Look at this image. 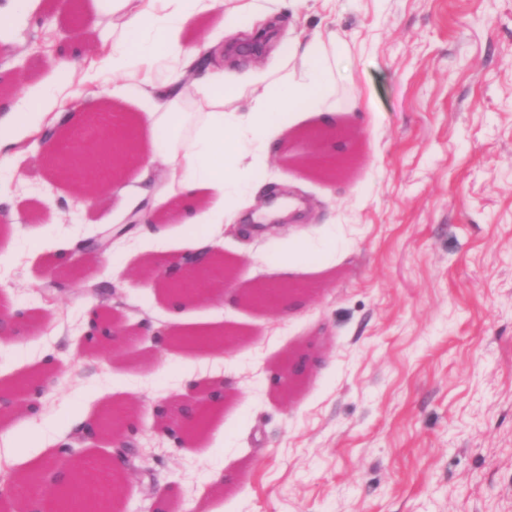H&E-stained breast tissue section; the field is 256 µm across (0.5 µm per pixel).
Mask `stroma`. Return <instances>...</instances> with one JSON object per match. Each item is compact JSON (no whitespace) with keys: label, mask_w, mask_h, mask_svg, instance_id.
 Instances as JSON below:
<instances>
[{"label":"stroma","mask_w":512,"mask_h":512,"mask_svg":"<svg viewBox=\"0 0 512 512\" xmlns=\"http://www.w3.org/2000/svg\"><path fill=\"white\" fill-rule=\"evenodd\" d=\"M121 22L97 0L77 21L69 0H29L0 28V76L35 94L58 47L82 48L70 102L83 113L75 141L88 142L101 104L131 120L152 106L132 77L90 76ZM271 22L261 57L225 55L226 79L302 55L315 37L346 50L331 63L330 104L292 114L254 174L252 211L275 192L297 198L300 214L246 235L225 229L230 275L203 298L175 305L156 286L158 267L188 250L161 191L168 163L127 162L85 202L46 169L36 135L19 138L0 167L14 223L0 297L37 320L0 343V386L18 385L0 429L33 415L25 379L43 389L33 416L53 423L81 409L92 423L137 399L124 512H512V0H301L228 32L200 17L184 36L232 49ZM327 154L331 177L310 164ZM145 208L151 223H130ZM108 229L106 251H76ZM283 264L302 290L289 310L235 301ZM93 308L134 335L101 347L87 336ZM174 322L238 338L214 366L142 332ZM311 346L320 363L273 384ZM190 367L203 382L222 376L228 396L205 435L180 444L153 407L180 396L177 371Z\"/></svg>","instance_id":"stroma-1"}]
</instances>
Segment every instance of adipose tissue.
I'll return each instance as SVG.
<instances>
[{"label": "adipose tissue", "instance_id": "adipose-tissue-1", "mask_svg": "<svg viewBox=\"0 0 512 512\" xmlns=\"http://www.w3.org/2000/svg\"><path fill=\"white\" fill-rule=\"evenodd\" d=\"M116 32L110 53L98 62L101 73L144 74L154 109L143 119L119 118L114 125L119 147L128 155L174 151L179 162L170 170L164 189L183 199L178 214L191 249L213 247L225 224L240 214L251 189L253 172L272 153L271 138L301 109L325 104L332 94L329 56L344 53L343 43L325 48L314 40L303 50L301 68L291 56L258 73L252 91L224 80L223 48L210 40H186L183 32L198 17L223 25L218 0H147ZM73 66L60 64L51 83L39 94L19 97L0 91V163L14 147L19 132L40 130L60 122L76 125L80 115L65 107L70 97ZM249 94L247 113H225L226 100ZM197 115L195 132H188L190 115ZM37 427L27 432L0 431V462L17 465L16 480L27 486L40 462Z\"/></svg>", "mask_w": 512, "mask_h": 512}]
</instances>
